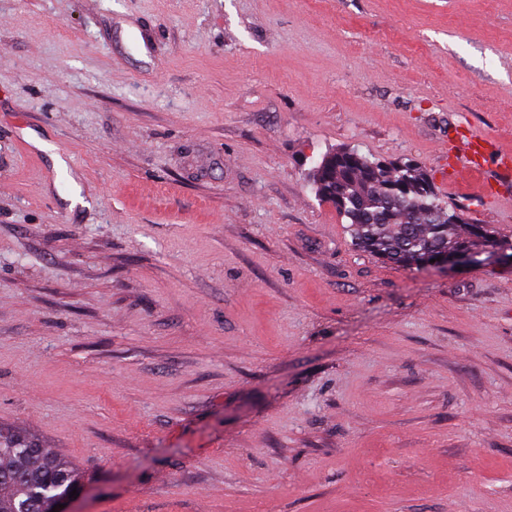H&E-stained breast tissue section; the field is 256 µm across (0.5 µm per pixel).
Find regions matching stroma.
Listing matches in <instances>:
<instances>
[{
    "label": "stroma",
    "mask_w": 512,
    "mask_h": 512,
    "mask_svg": "<svg viewBox=\"0 0 512 512\" xmlns=\"http://www.w3.org/2000/svg\"><path fill=\"white\" fill-rule=\"evenodd\" d=\"M471 136L512 153V0H0V433L70 512H512V267L384 263L308 179L512 233ZM469 154L464 155V165L471 168L477 177H482L488 160L491 158V150L484 140L471 138L468 144Z\"/></svg>",
    "instance_id": "stroma-1"
}]
</instances>
